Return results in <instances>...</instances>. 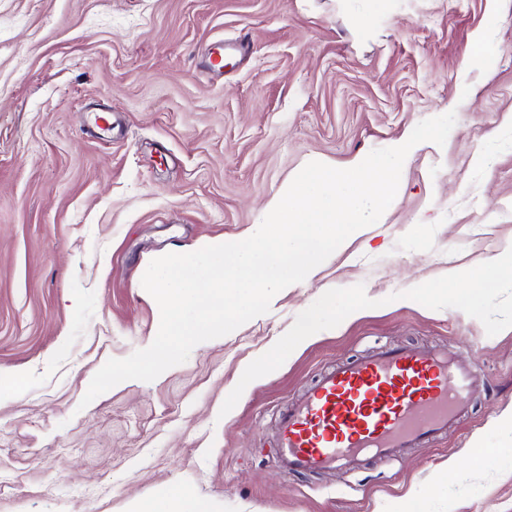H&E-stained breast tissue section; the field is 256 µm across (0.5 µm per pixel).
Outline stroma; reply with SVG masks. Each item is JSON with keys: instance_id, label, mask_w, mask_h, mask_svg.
<instances>
[{"instance_id": "35a3bbf8", "label": "stroma", "mask_w": 512, "mask_h": 512, "mask_svg": "<svg viewBox=\"0 0 512 512\" xmlns=\"http://www.w3.org/2000/svg\"><path fill=\"white\" fill-rule=\"evenodd\" d=\"M450 111L445 145L413 154L380 222L311 282L82 405L157 334L153 259L243 240L308 162L348 167ZM511 251L512 0H0V512H130L176 487L209 512H398L410 493L420 512H512V435L492 425L512 410V281L476 311L430 298ZM327 299L365 305L241 387ZM378 346L447 349L485 388L397 460L283 475L280 407Z\"/></svg>"}]
</instances>
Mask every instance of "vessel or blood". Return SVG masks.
<instances>
[{"label":"vessel or blood","instance_id":"vessel-or-blood-1","mask_svg":"<svg viewBox=\"0 0 512 512\" xmlns=\"http://www.w3.org/2000/svg\"><path fill=\"white\" fill-rule=\"evenodd\" d=\"M482 384L447 351L379 347L330 367L277 418V462L287 473L333 472L390 459L446 432Z\"/></svg>","mask_w":512,"mask_h":512}]
</instances>
